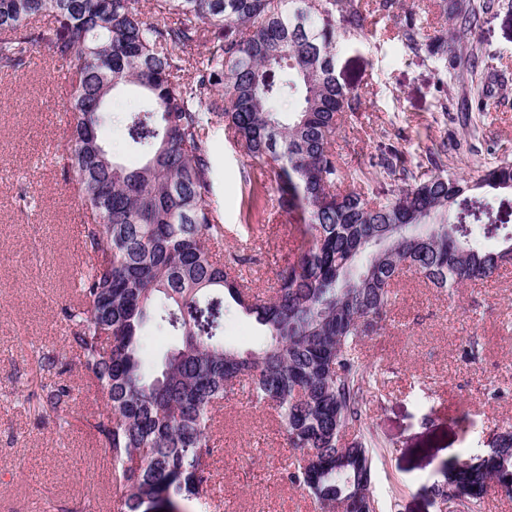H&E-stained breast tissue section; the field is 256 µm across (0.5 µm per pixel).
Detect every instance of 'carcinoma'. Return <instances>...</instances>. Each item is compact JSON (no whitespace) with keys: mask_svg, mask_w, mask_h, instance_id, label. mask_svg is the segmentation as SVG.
<instances>
[{"mask_svg":"<svg viewBox=\"0 0 512 512\" xmlns=\"http://www.w3.org/2000/svg\"><path fill=\"white\" fill-rule=\"evenodd\" d=\"M471 33L500 0H431ZM401 0H0V67L18 69L39 47L70 70L65 164L79 186L87 271L76 273L79 306L64 309L80 364L106 399L88 424L110 457L118 512L170 500L199 501L215 452L214 412L244 395L274 410L293 466L279 480L322 512L354 498L376 512L373 450L363 433L364 367L354 356L390 320L393 288L411 272L450 293L484 282L512 262V227L487 244L456 224L468 191L512 190V162L475 180L431 168L411 174L402 151L382 154L375 175L408 183L379 202L356 186L336 156L338 119L359 99L336 74L341 38L365 36L367 15L389 16ZM49 16L46 27L30 22ZM412 54L446 73L440 111L463 122L486 110L484 93L454 101L476 55L427 34L416 14L399 29ZM209 45L205 56L195 54ZM276 177L277 207L302 224L297 259L276 273L273 295L252 291L224 254V224L210 201L211 128ZM122 131L123 150L102 135ZM264 329L246 352L224 340L225 298ZM173 346L145 359L147 332ZM71 391L42 387L37 412L60 413ZM352 444L340 443L346 430ZM512 496V430L497 451L448 467L439 489L458 512L489 491Z\"/></svg>","mask_w":512,"mask_h":512,"instance_id":"obj_1","label":"carcinoma"}]
</instances>
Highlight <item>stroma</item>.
Segmentation results:
<instances>
[{"label":"stroma","instance_id":"obj_1","mask_svg":"<svg viewBox=\"0 0 512 512\" xmlns=\"http://www.w3.org/2000/svg\"><path fill=\"white\" fill-rule=\"evenodd\" d=\"M427 2L402 0L393 15L369 17L366 38L342 42L337 56L336 73L361 105L344 114L336 154L345 169L365 172L363 189L381 199L398 183L370 170L391 147L415 172L426 152L456 140L461 148L446 168L469 179L484 164L512 159V86L492 85L478 126L450 120L436 109L434 60L398 40L410 11L420 13L427 31L444 25L426 12ZM460 44L485 52L489 67L512 83L511 7L489 14ZM62 71L43 48L22 68L0 70V512H56L67 500L116 512L118 500L105 455L84 423L105 399L72 351L63 316L88 258L78 192L59 160L68 139L66 97L56 90ZM210 140L223 224L249 241V279L270 290L276 272L296 258L300 236L292 217L270 205L273 177L250 185L259 164L234 148L225 127H215ZM465 202L466 223L512 225L511 191L491 199L473 190ZM396 293L382 335L357 348L368 367L363 428L374 456L372 493L377 512H448L435 490L449 465L484 455L498 430L512 425V395L486 396L494 385L512 391V265L452 297L412 274ZM469 336L482 347L474 362L462 357ZM47 352L58 359L49 372L40 367ZM54 382L72 390L65 428L54 415L38 417L27 401ZM215 434L210 489L234 512H315L305 492L278 479L292 457L271 410L230 399Z\"/></svg>","mask_w":512,"mask_h":512}]
</instances>
